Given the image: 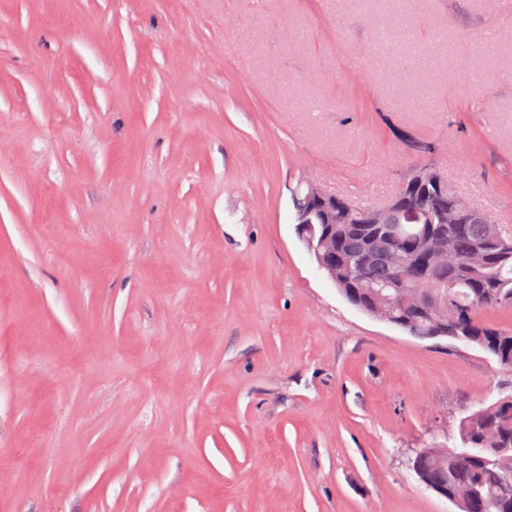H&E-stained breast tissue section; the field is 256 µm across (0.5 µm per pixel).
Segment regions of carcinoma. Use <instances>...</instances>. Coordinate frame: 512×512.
Returning a JSON list of instances; mask_svg holds the SVG:
<instances>
[{
    "instance_id": "carcinoma-1",
    "label": "carcinoma",
    "mask_w": 512,
    "mask_h": 512,
    "mask_svg": "<svg viewBox=\"0 0 512 512\" xmlns=\"http://www.w3.org/2000/svg\"><path fill=\"white\" fill-rule=\"evenodd\" d=\"M457 190L444 180L436 186L425 183L414 193L406 192L397 204L360 205L342 197L336 208V288H355L349 302L355 307L370 301L371 292L385 285L430 288L454 285L437 311L421 312L398 304L393 313L401 328L430 339L438 329L448 337L466 335L470 342L512 369V329L493 326L480 318L482 311L512 307V229L490 220L482 210L448 223V209L455 206ZM296 224L307 225L305 234L315 238L330 218L312 204L307 182L294 192ZM424 226L440 228L455 253L457 263L430 271L417 263ZM398 250L410 264L403 275L389 268L385 254ZM372 262H363L368 253ZM460 445L440 448L441 465L448 473V495L471 503V512H512V470L500 462L499 449L512 448V395L480 408L461 419ZM465 448H483L482 454H464Z\"/></svg>"
}]
</instances>
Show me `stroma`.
Here are the masks:
<instances>
[{
    "label": "stroma",
    "instance_id": "1",
    "mask_svg": "<svg viewBox=\"0 0 512 512\" xmlns=\"http://www.w3.org/2000/svg\"><path fill=\"white\" fill-rule=\"evenodd\" d=\"M0 29V512H455L407 459L512 370L351 305L292 192L380 205L429 164L512 228V0H0Z\"/></svg>",
    "mask_w": 512,
    "mask_h": 512
}]
</instances>
